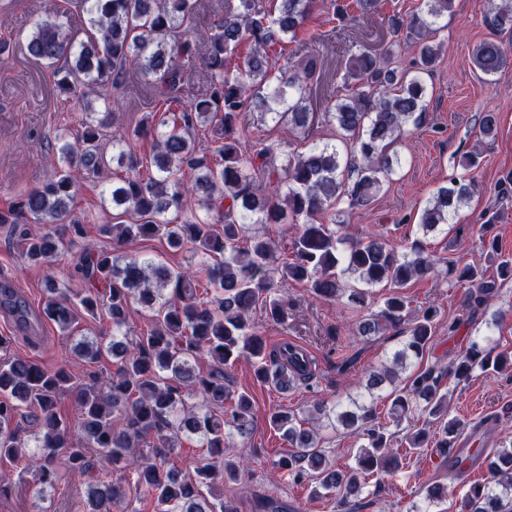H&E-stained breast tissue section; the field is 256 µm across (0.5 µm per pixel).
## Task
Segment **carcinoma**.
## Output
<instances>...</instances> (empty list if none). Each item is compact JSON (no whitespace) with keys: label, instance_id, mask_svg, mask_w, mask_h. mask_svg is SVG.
Instances as JSON below:
<instances>
[{"label":"carcinoma","instance_id":"carcinoma-1","mask_svg":"<svg viewBox=\"0 0 512 512\" xmlns=\"http://www.w3.org/2000/svg\"><path fill=\"white\" fill-rule=\"evenodd\" d=\"M266 0H237L227 5L224 19L214 25L201 65L208 75L205 93L181 102L185 71L196 55L190 27L197 0H67L87 16L85 38L63 32L55 23L34 24L27 43L29 55L56 67L55 91L69 98L84 85L110 94L122 88L128 70L150 79L158 101H178L176 112H152L128 141L112 142V159L102 149L109 115L86 113L77 142L59 135L52 145L53 169L42 186L21 194L0 212V224L13 225L24 257L34 265L54 258L86 236V215L73 201L79 180L104 178L114 163L125 170L119 183H103L112 205L130 222L100 225L114 247L86 251L75 266L86 288L73 301L55 275L45 280L47 297L42 317L69 337L80 321L104 313L112 325V342L82 340L73 352L90 368L76 376L67 364L53 370L10 354L14 337L0 336V458H26L43 486L54 485L60 469L89 478L87 512H112V507L141 490L154 512H234L218 493V484L236 482L249 470L250 458L230 448L232 436L248 440L254 431L252 401L234 394L226 370L240 360L255 368L258 381L279 389L319 387V376L307 353L287 344L270 347L251 321L261 307L267 320L288 324V285L303 283L315 296L343 300L359 308L371 305L369 289L384 284L389 293L379 310L353 330L361 340L395 332L404 337L389 364L369 373V400L350 405L317 402L314 410L362 436L355 465L341 471L329 467L314 430L293 411L277 410L269 418L273 430L293 448L276 467L288 471L296 484H312L313 492L339 491L349 498L362 492L368 475L388 472L398 450L400 425L419 411L424 427L407 432L410 449L433 442L436 454L447 457L464 434L465 425L449 416L443 380L469 381L475 372L501 371L512 365V353H494L489 334L466 335L465 345L448 352L447 365L422 366L440 322L435 308L412 311L401 289L412 281L452 280L470 286L466 318L448 322V335L473 324L486 313L503 285L512 282V258L484 237L502 216L496 210L478 233L487 268L463 264L428 251L421 240L400 252L376 236L356 240L342 249V201L348 207L370 206L383 184L401 166L393 150L411 129L427 119L429 86L440 53L434 43L438 21L453 0H419L415 12L389 17L392 33H405L417 44L418 55L405 70L391 67L392 52L362 48L350 55L343 75L345 92L325 111L311 108L310 93L322 79L319 57L308 51L270 54L275 44H304L299 39L319 0H277L272 12ZM380 0H330L333 15L347 19L369 14ZM484 24L493 34L512 32V0L491 4ZM250 53L241 67L228 65L238 47ZM473 65L493 77L512 64V51L495 37L482 41ZM253 107L290 131L310 132L328 123L338 138L314 141L305 152L284 142L247 141L239 126L241 112ZM499 113H479L478 127L486 140L495 139ZM207 130L211 149L196 143L199 128ZM151 139L145 157L136 142ZM153 172L143 176L141 168ZM194 172L187 180L185 170ZM475 191L469 175L437 188L421 210L423 236L456 224ZM181 221L167 217L169 212ZM253 224H296L290 240L291 258L281 261L277 246L263 235L249 233ZM165 239L198 258L174 269L151 257L129 254L118 246L137 239ZM206 280L205 294L199 293ZM139 305L149 314L147 329L134 333L129 310ZM0 309L18 327L28 324L26 301L0 285ZM112 353L116 369L107 377L91 368L102 351ZM209 365L207 372L195 368ZM410 370L405 385L396 384L397 369ZM72 399L77 433L58 410L63 396ZM390 400L387 422H381L377 401ZM433 425V435L426 426ZM197 438L205 462L184 473L173 462L180 438ZM489 477L469 485L463 512H512V439H504L484 457ZM107 464L123 471L116 480L96 475Z\"/></svg>","mask_w":512,"mask_h":512}]
</instances>
